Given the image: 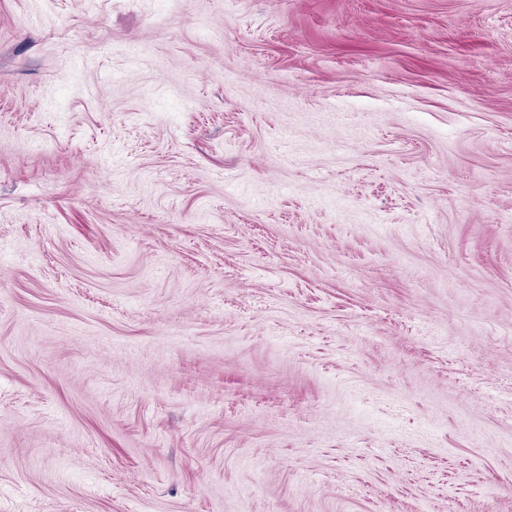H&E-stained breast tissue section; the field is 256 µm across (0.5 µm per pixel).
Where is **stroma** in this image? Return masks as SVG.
<instances>
[{
    "label": "stroma",
    "instance_id": "obj_1",
    "mask_svg": "<svg viewBox=\"0 0 512 512\" xmlns=\"http://www.w3.org/2000/svg\"><path fill=\"white\" fill-rule=\"evenodd\" d=\"M0 512H512V0H0Z\"/></svg>",
    "mask_w": 512,
    "mask_h": 512
}]
</instances>
